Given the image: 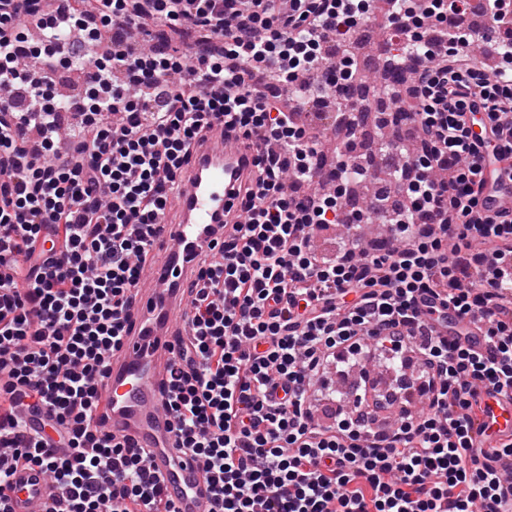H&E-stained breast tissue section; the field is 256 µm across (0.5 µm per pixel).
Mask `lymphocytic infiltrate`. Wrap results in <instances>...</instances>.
Segmentation results:
<instances>
[{
  "mask_svg": "<svg viewBox=\"0 0 512 512\" xmlns=\"http://www.w3.org/2000/svg\"><path fill=\"white\" fill-rule=\"evenodd\" d=\"M376 0H0V512L15 465L45 468V512H175L145 454L94 420L108 358L168 192L214 123L255 152L217 255H201L168 411L214 512H512V440L477 447L484 397L512 393V210L482 201L512 177V0H483L495 66L469 56V0H385L414 69L402 119L422 135L392 206L342 204L316 178L348 167L308 136L320 88L345 117L358 61L328 62ZM197 33L141 47L148 22ZM39 137L40 161L16 127ZM478 352L441 331L449 312ZM419 364L423 411L375 428L315 422L316 380L377 355Z\"/></svg>",
  "mask_w": 512,
  "mask_h": 512,
  "instance_id": "lymphocytic-infiltrate-1",
  "label": "lymphocytic infiltrate"
}]
</instances>
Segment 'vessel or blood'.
<instances>
[{
    "label": "vessel or blood",
    "instance_id": "obj_1",
    "mask_svg": "<svg viewBox=\"0 0 512 512\" xmlns=\"http://www.w3.org/2000/svg\"><path fill=\"white\" fill-rule=\"evenodd\" d=\"M254 165V152L216 126L195 144L192 160L170 191L171 206L156 230L159 258L140 279L131 307L134 323L113 352L100 384L96 419L119 441L144 448L151 472L164 481L177 512H211L210 489L199 465L178 448L165 390L173 362L171 345L188 334L186 290L195 278V257L224 235V212L236 207L238 189ZM490 210L512 208V179L493 180L484 196ZM475 430L480 447H498L512 436V396L487 401ZM12 512H43L60 491L40 467L19 466L11 476Z\"/></svg>",
    "mask_w": 512,
    "mask_h": 512
}]
</instances>
